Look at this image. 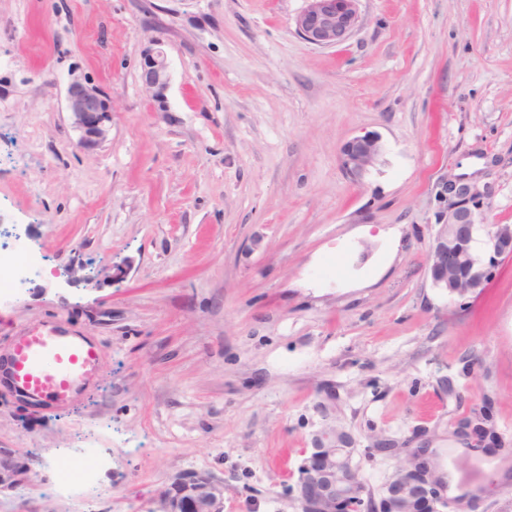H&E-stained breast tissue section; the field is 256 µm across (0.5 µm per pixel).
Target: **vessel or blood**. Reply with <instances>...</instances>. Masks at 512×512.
Wrapping results in <instances>:
<instances>
[{"instance_id":"1","label":"vessel or blood","mask_w":512,"mask_h":512,"mask_svg":"<svg viewBox=\"0 0 512 512\" xmlns=\"http://www.w3.org/2000/svg\"><path fill=\"white\" fill-rule=\"evenodd\" d=\"M97 364L93 344L73 336H54L38 327L16 342L8 369L21 394L36 401L48 397L64 405L92 377Z\"/></svg>"}]
</instances>
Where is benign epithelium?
<instances>
[{
  "mask_svg": "<svg viewBox=\"0 0 512 512\" xmlns=\"http://www.w3.org/2000/svg\"><path fill=\"white\" fill-rule=\"evenodd\" d=\"M294 19L296 33L317 47L344 43L359 22L360 0H305ZM141 78L151 99L164 107L170 75L166 53L160 43L146 49ZM67 111L80 132L78 146L99 144L112 121V102L101 90L73 81L66 92ZM383 153L377 134L348 141L341 166L352 181L360 180ZM490 189L470 177L441 182L440 204L428 269L435 287L450 297L477 293L491 279L502 259L512 258V226L486 223L484 200ZM484 232L485 255L477 248L478 233ZM344 429L324 428L315 448L298 466L297 499L302 512H447L448 495L428 470L431 448H399L403 465L376 499L367 493L355 449ZM157 512H224V480L211 474L182 472L159 495Z\"/></svg>",
  "mask_w": 512,
  "mask_h": 512,
  "instance_id": "1",
  "label": "benign epithelium"
}]
</instances>
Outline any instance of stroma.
<instances>
[{
    "instance_id": "35a3bbf8",
    "label": "stroma",
    "mask_w": 512,
    "mask_h": 512,
    "mask_svg": "<svg viewBox=\"0 0 512 512\" xmlns=\"http://www.w3.org/2000/svg\"><path fill=\"white\" fill-rule=\"evenodd\" d=\"M304 6L0 0V217L42 260L0 302V359L43 324L99 353L67 405L0 381V448L31 468L0 512H151L182 471L223 479L224 512H301L288 488L329 424L373 496L425 442L465 512H512V259L464 299L427 266L445 178L512 225V0H360L328 48L295 33ZM75 78L112 101L91 149ZM367 133L385 152L356 183L341 151ZM479 409L489 454L459 432ZM74 448L109 453L83 500L55 488ZM152 45L156 47L147 48L143 55L141 78L151 99L158 104L159 108H164L170 82L169 64L160 43L154 41Z\"/></svg>"
}]
</instances>
